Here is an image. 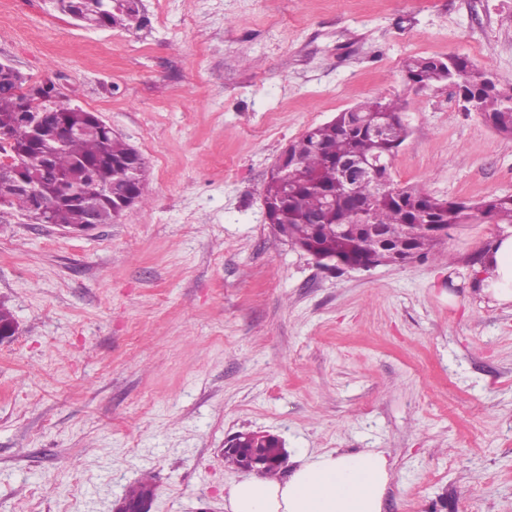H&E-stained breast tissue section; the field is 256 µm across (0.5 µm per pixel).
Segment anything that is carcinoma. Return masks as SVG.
Instances as JSON below:
<instances>
[{
    "instance_id": "cac0c4a2",
    "label": "carcinoma",
    "mask_w": 512,
    "mask_h": 512,
    "mask_svg": "<svg viewBox=\"0 0 512 512\" xmlns=\"http://www.w3.org/2000/svg\"><path fill=\"white\" fill-rule=\"evenodd\" d=\"M140 0H57L61 11L72 9L100 17L105 28L116 25L138 29L144 23ZM405 80L422 89L454 85L464 109L474 112L498 134L512 137V83L503 85L469 59L450 54L441 58L413 57L404 65ZM22 85L0 74V123L15 120L26 126L29 113L21 111ZM401 99L375 97L353 107L359 118L386 126L384 138L369 128L353 124L343 111L333 119L306 130L290 142L288 167L281 178L272 177L263 186L267 218L286 225L291 241L316 255L342 258L359 264L379 252L390 263L402 245L416 250L417 259L438 254V245L428 234L448 230L473 220L489 219L512 224V195H491L479 200L448 199L413 187L390 183L388 161L406 141L409 132L401 117ZM55 111L67 115L68 125L56 132L50 168L36 152L26 151L25 132L12 142L0 140V154L17 160L20 171L33 182V193L14 190L9 180L0 179V198L8 205L30 212L45 200L50 204L48 223L75 226L88 223L85 207L65 198L68 191L108 187L112 196L136 192L144 197L146 164L123 139L97 132L71 136L67 126L82 121L79 111L65 102H55ZM375 160L383 167L375 177L351 190L340 176L345 159ZM266 462L263 473L274 476L279 466L276 442L263 435L247 434L244 446L224 453V461L240 467L245 455ZM151 477L129 488L124 501L131 512H146L151 498Z\"/></svg>"
}]
</instances>
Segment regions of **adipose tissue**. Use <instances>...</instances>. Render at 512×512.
I'll return each instance as SVG.
<instances>
[{"instance_id":"adipose-tissue-1","label":"adipose tissue","mask_w":512,"mask_h":512,"mask_svg":"<svg viewBox=\"0 0 512 512\" xmlns=\"http://www.w3.org/2000/svg\"><path fill=\"white\" fill-rule=\"evenodd\" d=\"M482 293L512 303V235L491 241L478 269ZM295 468L281 480L255 472L230 484L226 512H382L391 466L384 450L292 451Z\"/></svg>"}]
</instances>
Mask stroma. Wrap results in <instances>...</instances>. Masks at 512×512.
Returning a JSON list of instances; mask_svg holds the SVG:
<instances>
[{
	"label": "stroma",
	"mask_w": 512,
	"mask_h": 512,
	"mask_svg": "<svg viewBox=\"0 0 512 512\" xmlns=\"http://www.w3.org/2000/svg\"><path fill=\"white\" fill-rule=\"evenodd\" d=\"M88 29L0 0V61L61 83L146 161L144 204L85 234L0 205V512H225V441L385 450L382 512H512V307L480 293L476 221L440 260L330 272L273 236L262 188L288 143L375 97L411 135L395 184L512 194V138L413 56L512 82V0H141ZM152 495L151 477L147 476L137 485L129 488L124 501L131 512H148V510H144V503L146 499L151 500Z\"/></svg>",
	"instance_id": "obj_1"
}]
</instances>
